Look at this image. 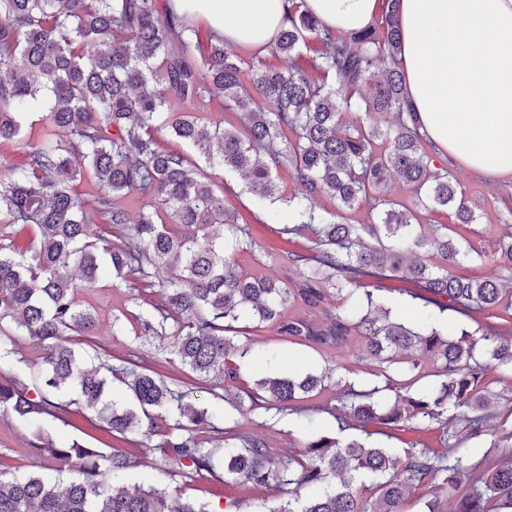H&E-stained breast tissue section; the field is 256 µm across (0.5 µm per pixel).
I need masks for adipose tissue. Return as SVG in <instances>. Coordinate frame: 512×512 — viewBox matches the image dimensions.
Masks as SVG:
<instances>
[{"instance_id":"1","label":"adipose tissue","mask_w":512,"mask_h":512,"mask_svg":"<svg viewBox=\"0 0 512 512\" xmlns=\"http://www.w3.org/2000/svg\"><path fill=\"white\" fill-rule=\"evenodd\" d=\"M225 43L267 53L288 0H169ZM337 32L370 25L378 0H304ZM411 112L438 151L487 179L512 174V0H400Z\"/></svg>"}]
</instances>
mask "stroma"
Segmentation results:
<instances>
[{
    "label": "stroma",
    "mask_w": 512,
    "mask_h": 512,
    "mask_svg": "<svg viewBox=\"0 0 512 512\" xmlns=\"http://www.w3.org/2000/svg\"><path fill=\"white\" fill-rule=\"evenodd\" d=\"M43 125L42 112L28 113L22 119L21 143L0 144V177H9L12 170L24 167L27 146L40 138ZM451 173L476 204L479 215L476 223L455 225L461 243L476 250L477 256L453 266L452 274L466 278L507 279L502 262L494 255V242L507 225H512V177L493 183L458 167L452 168ZM210 176L216 194L223 197L225 206L234 211L238 223L249 228L250 236L239 256L242 272L285 278L288 269L283 263L284 256L304 251L309 244V235L286 233L288 210L285 204L249 193L236 174L215 169ZM361 290L371 294L375 305L390 310L397 321L411 327L437 329L450 339L458 338L462 330L481 326L499 330L512 328V314L502 310L465 315L450 306L425 303L420 287L400 277L370 276L362 280ZM150 297V291L142 288L136 275L123 278L103 275L94 288L77 294L80 305L90 309L97 318L95 332L85 336L67 331L61 336V343L85 358L100 359L116 367L121 366L130 352H138L168 384L184 393L186 401L201 407L223 404V428L261 436L280 460L293 457L314 437L341 435L351 438L355 432L340 430L335 416L327 412V405L334 402V392L330 389L300 400L298 411L293 413L260 407L252 399L253 387L255 380L265 373L303 374L327 370L333 379L356 390L379 387L383 390V398L391 400L395 397L394 392L383 387L379 364L367 358L361 346H354L332 359L277 335L247 314L241 315L238 321L239 332L235 338L238 350L233 357L240 384L221 385L213 379L190 380L185 367L174 355L166 353L157 341L140 333L137 319L149 312ZM116 319L122 323L118 331L112 328ZM0 330L13 337L12 346L0 351V377L28 378L31 367L41 360V348L29 337L15 334L10 321L0 322ZM489 378L493 390L500 396L497 417L490 422L488 434L466 443L471 463L478 466L473 473L477 479L481 478V469L488 460L512 457V439L497 448L490 445L491 434L497 433L500 427H512V374L495 371ZM44 429L56 442L77 440L105 453L122 452L132 447L131 441L111 432L85 410L73 409L59 418H47ZM370 440L400 451L427 448L439 452L443 449V434L438 425L418 419L401 423L385 433L373 434ZM41 464L27 425L10 411L0 409V470L28 474L39 471ZM158 480L167 487L171 502L194 499L213 508L235 502L241 512H256L262 504L274 505L280 496L274 487L255 486L240 480L209 475L192 479L181 477L178 466L158 452L149 454L142 465L127 471L122 482L148 487Z\"/></svg>",
    "instance_id": "1"
}]
</instances>
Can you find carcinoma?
Instances as JSON below:
<instances>
[{"label":"carcinoma","mask_w":512,"mask_h":512,"mask_svg":"<svg viewBox=\"0 0 512 512\" xmlns=\"http://www.w3.org/2000/svg\"><path fill=\"white\" fill-rule=\"evenodd\" d=\"M386 2L383 34L369 27L340 36L300 10L299 0H289V25L272 45L284 65L269 68L258 56L246 61L229 51L219 37L200 53L190 26L160 14L158 0H0V143L18 141L24 114L47 110V130L29 146L25 167L0 180V321L10 320L44 351L30 382L0 380V408L31 427L45 468L55 472L0 471V512H211L199 501L170 507L161 485H112L155 450L186 477L214 475L222 466L229 477L280 489L278 505L258 512H407L410 495L427 486L452 493V512H512V459L494 462L476 483L460 455L465 439L483 435L492 419L497 393L486 378L492 368L512 370L511 332L490 327L448 341L434 329L422 334L372 312L358 318L345 309L324 322L286 315L298 303L321 310L329 288L350 302L360 277L379 271L413 280L465 310L512 307V289L503 282L448 273V265L471 251L458 246L448 225L433 224L427 232L421 224V210L438 208L453 209L459 224H473L476 206L448 170L434 164L425 149L430 140L404 108L399 0ZM311 40L321 45L313 67L333 74L336 87L295 65ZM256 93L267 109L254 106ZM216 99L234 119L203 117ZM172 100L182 108L168 110ZM376 113L392 114L386 130L371 122ZM159 130L201 149L209 165L239 174L260 197L278 199L275 172L288 165L297 186L283 198L292 230L314 231L317 255L289 254L293 276L286 281L243 273L237 256L246 228L205 170L159 146ZM392 176L412 189V206L398 208L381 195ZM84 177L95 182L96 211L127 228L121 244L91 233L87 203L72 191ZM323 194L340 211L367 203L376 219L316 225L314 201ZM128 196L149 207L133 225L119 204ZM12 224L37 225L35 246L15 250L7 232ZM428 250L446 265L431 267L419 258ZM106 271L137 273L156 289L141 334L170 347L200 376L238 381L229 356L243 309L277 334L328 353L363 343L370 359L393 368L383 389L396 391V398L381 407L378 387L343 390L336 395L339 419L360 427L427 419L448 431L446 451L408 448L400 457L381 445L322 437L282 463L262 438L235 432L227 433L224 447L208 448L196 431L222 432L217 416L184 401L135 353L120 372L135 407L118 405L106 376L112 366L86 365L57 342L67 330L96 328L76 295ZM427 362L445 377L438 392L399 394L403 378L423 376ZM329 380L327 372L277 375L257 386L273 405L290 409L331 387ZM63 390L76 393L115 433L135 434L149 409L166 408L181 434L167 432L158 445L138 441L132 452L109 455L77 441L58 445L45 436L42 420L68 409L57 398ZM364 476L371 485L357 483ZM330 477L339 483L328 489Z\"/></svg>","instance_id":"1"}]
</instances>
